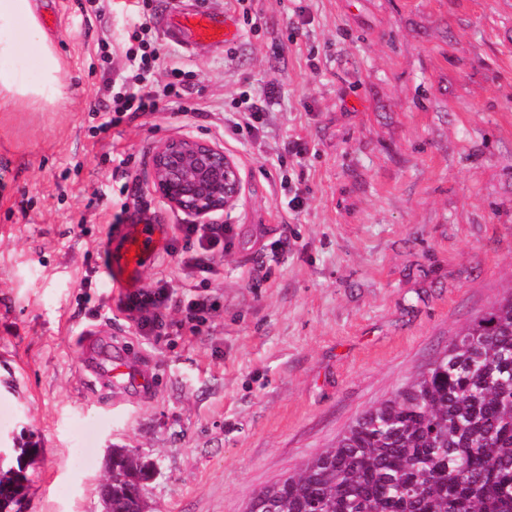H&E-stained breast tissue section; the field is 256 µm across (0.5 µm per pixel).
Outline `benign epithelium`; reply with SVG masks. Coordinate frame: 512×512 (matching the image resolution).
<instances>
[{
  "label": "benign epithelium",
  "instance_id": "obj_1",
  "mask_svg": "<svg viewBox=\"0 0 512 512\" xmlns=\"http://www.w3.org/2000/svg\"><path fill=\"white\" fill-rule=\"evenodd\" d=\"M150 185L172 210L209 224L235 209L244 195L237 162L218 143L181 135L159 142L151 157Z\"/></svg>",
  "mask_w": 512,
  "mask_h": 512
}]
</instances>
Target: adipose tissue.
<instances>
[{"label":"adipose tissue","instance_id":"adipose-tissue-1","mask_svg":"<svg viewBox=\"0 0 512 512\" xmlns=\"http://www.w3.org/2000/svg\"><path fill=\"white\" fill-rule=\"evenodd\" d=\"M39 49L37 76L25 68V42ZM70 81L57 44L44 32L38 0H0V112L57 105Z\"/></svg>","mask_w":512,"mask_h":512}]
</instances>
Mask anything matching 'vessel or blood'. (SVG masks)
Returning <instances> with one entry per match:
<instances>
[{
  "instance_id": "1",
  "label": "vessel or blood",
  "mask_w": 512,
  "mask_h": 512,
  "mask_svg": "<svg viewBox=\"0 0 512 512\" xmlns=\"http://www.w3.org/2000/svg\"><path fill=\"white\" fill-rule=\"evenodd\" d=\"M162 25L187 46H220L239 37L229 19L200 8L173 11L163 18ZM155 251L153 226L141 224L131 227L125 234L122 247L110 258L112 282L117 285L136 284L140 269L152 259ZM80 369L83 381L90 389L105 394L132 392L143 400L152 394V375L148 364L134 359L123 344L97 334L90 333L81 339Z\"/></svg>"
}]
</instances>
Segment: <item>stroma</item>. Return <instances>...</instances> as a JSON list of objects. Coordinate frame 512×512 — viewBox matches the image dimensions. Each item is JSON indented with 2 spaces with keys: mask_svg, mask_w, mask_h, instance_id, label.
Wrapping results in <instances>:
<instances>
[{
  "mask_svg": "<svg viewBox=\"0 0 512 512\" xmlns=\"http://www.w3.org/2000/svg\"><path fill=\"white\" fill-rule=\"evenodd\" d=\"M40 2L69 93L0 112V444L41 454L23 512H102L114 446L154 463L147 512H244L512 281V0ZM191 3L240 39L185 49L160 20ZM144 21L181 96L99 136ZM245 95L256 129L230 133ZM181 134L223 145L245 187L203 289L175 257L188 216L149 188L154 146ZM127 224L162 229L141 283L174 301L152 333L109 282ZM90 332L151 365L148 400L86 388Z\"/></svg>",
  "mask_w": 512,
  "mask_h": 512,
  "instance_id": "35a3bbf8",
  "label": "stroma"
}]
</instances>
